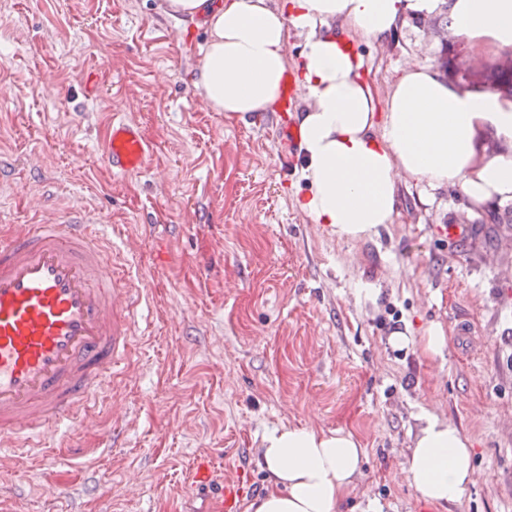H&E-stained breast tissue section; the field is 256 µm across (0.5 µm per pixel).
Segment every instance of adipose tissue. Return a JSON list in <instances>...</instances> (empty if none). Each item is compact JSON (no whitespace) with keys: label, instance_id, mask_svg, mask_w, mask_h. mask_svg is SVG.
Instances as JSON below:
<instances>
[{"label":"adipose tissue","instance_id":"1","mask_svg":"<svg viewBox=\"0 0 512 512\" xmlns=\"http://www.w3.org/2000/svg\"><path fill=\"white\" fill-rule=\"evenodd\" d=\"M444 5L457 34L512 44V0H285L278 9L266 0H165L170 16L205 28L193 85L229 120L277 103L288 31L305 33L296 80L311 104L293 116L305 189L296 204L350 240L391 223L402 174L433 188L454 185L473 206L512 201V151L473 163L479 124L512 144V104L490 90L464 91L425 66L407 67L379 101L353 48L358 38H387L408 13ZM364 461L352 431L273 429L259 450L269 486L249 512H339ZM404 470L425 501L459 503L474 479L470 442L454 423L424 416Z\"/></svg>","mask_w":512,"mask_h":512}]
</instances>
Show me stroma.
<instances>
[{
    "instance_id": "stroma-1",
    "label": "stroma",
    "mask_w": 512,
    "mask_h": 512,
    "mask_svg": "<svg viewBox=\"0 0 512 512\" xmlns=\"http://www.w3.org/2000/svg\"><path fill=\"white\" fill-rule=\"evenodd\" d=\"M433 13L355 49L378 97L410 63L438 66ZM206 34L163 0H0V226L97 210L134 245L149 325L131 376L88 425L0 475V512H194L199 455L264 494L258 450L281 427L353 431L366 460L341 506L420 512L405 457L432 414L469 438L465 499L431 512H512V203L470 209L450 186L404 177L391 224L356 241L295 204L298 141L286 111L225 119L193 86ZM140 127L149 167L116 177L102 151L113 115ZM466 224L464 238L449 237ZM441 325L443 357L422 345ZM409 338L392 346L393 332ZM128 427L112 445L113 405Z\"/></svg>"
}]
</instances>
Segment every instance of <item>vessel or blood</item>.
I'll return each mask as SVG.
<instances>
[{"mask_svg":"<svg viewBox=\"0 0 512 512\" xmlns=\"http://www.w3.org/2000/svg\"><path fill=\"white\" fill-rule=\"evenodd\" d=\"M149 157L139 126L113 118L105 148L113 175L141 173ZM143 290L116 271L82 211L65 224L0 234V459L89 419L91 397L129 358ZM188 489L207 493L205 512L237 510L239 484H216L211 455L195 460Z\"/></svg>","mask_w":512,"mask_h":512,"instance_id":"1","label":"vessel or blood"}]
</instances>
